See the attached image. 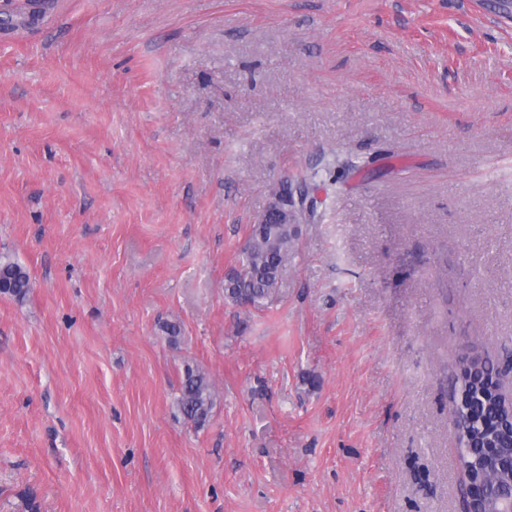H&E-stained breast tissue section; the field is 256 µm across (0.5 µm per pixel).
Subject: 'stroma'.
<instances>
[{
	"mask_svg": "<svg viewBox=\"0 0 512 512\" xmlns=\"http://www.w3.org/2000/svg\"><path fill=\"white\" fill-rule=\"evenodd\" d=\"M51 3L0 43L33 282L0 295V512H459L452 379L512 360L500 0ZM329 164L279 300L233 305L277 183ZM216 394L212 381L205 371L186 363L181 374L176 403L183 418L201 429L210 421Z\"/></svg>",
	"mask_w": 512,
	"mask_h": 512,
	"instance_id": "obj_1",
	"label": "stroma"
}]
</instances>
